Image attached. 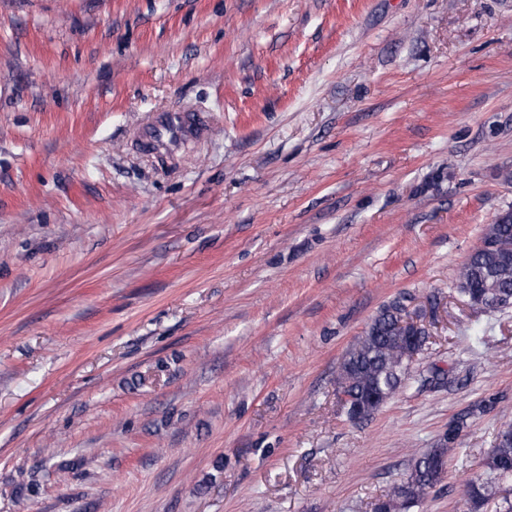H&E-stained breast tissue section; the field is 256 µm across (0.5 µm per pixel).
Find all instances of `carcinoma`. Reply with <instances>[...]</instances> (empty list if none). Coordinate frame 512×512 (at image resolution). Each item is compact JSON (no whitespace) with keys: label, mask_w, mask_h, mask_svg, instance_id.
I'll list each match as a JSON object with an SVG mask.
<instances>
[{"label":"carcinoma","mask_w":512,"mask_h":512,"mask_svg":"<svg viewBox=\"0 0 512 512\" xmlns=\"http://www.w3.org/2000/svg\"><path fill=\"white\" fill-rule=\"evenodd\" d=\"M459 280L484 292H512V211L497 216L485 230L482 244L468 257ZM406 308L396 301L384 306L352 345L336 372V391L347 397L350 410L369 418L402 386L414 356L423 351L408 337L416 335L407 324ZM459 431L443 435L447 446H435L418 456L407 477L393 485L380 502L385 512H407L424 501L443 479L448 457L459 453ZM512 479V436L496 438L483 460V473L461 486L462 498L471 512H480L497 488Z\"/></svg>","instance_id":"obj_1"}]
</instances>
